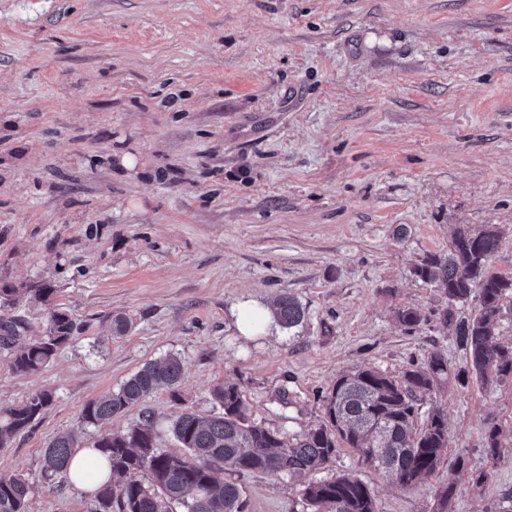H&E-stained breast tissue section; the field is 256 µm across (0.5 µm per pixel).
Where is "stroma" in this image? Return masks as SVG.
I'll use <instances>...</instances> for the list:
<instances>
[{
    "label": "stroma",
    "mask_w": 512,
    "mask_h": 512,
    "mask_svg": "<svg viewBox=\"0 0 512 512\" xmlns=\"http://www.w3.org/2000/svg\"><path fill=\"white\" fill-rule=\"evenodd\" d=\"M484 224L503 231L493 271L512 277V0H0V286L55 290L0 317L29 338L54 310L77 326L33 376L0 347V407L53 393L0 448V475L29 480L28 512H89L88 493L40 478L57 435L89 447L148 419L177 453L171 420L209 414L231 381L253 420L292 437L343 373L397 376L433 351L465 367L443 293L413 267ZM283 295L299 326L239 333L238 304ZM170 354L181 402L161 389L82 424L87 402ZM435 405L449 448L427 481L392 484L350 448L309 479L351 472L379 512H435L461 454L490 478L458 475L448 512H497L512 455L487 457L482 439L495 425L512 447V380H452ZM218 477L244 512H308L303 479Z\"/></svg>",
    "instance_id": "stroma-1"
}]
</instances>
